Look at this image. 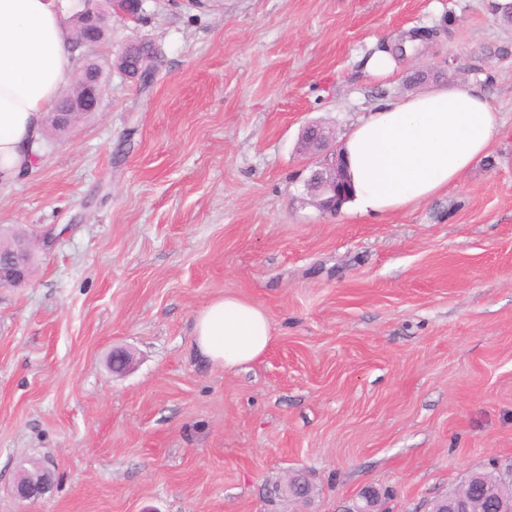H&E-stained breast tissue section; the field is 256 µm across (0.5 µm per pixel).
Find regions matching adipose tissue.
Returning <instances> with one entry per match:
<instances>
[{"label":"adipose tissue","mask_w":512,"mask_h":512,"mask_svg":"<svg viewBox=\"0 0 512 512\" xmlns=\"http://www.w3.org/2000/svg\"><path fill=\"white\" fill-rule=\"evenodd\" d=\"M69 14L59 0H0V181L32 170L44 122L74 69ZM500 129L497 111L473 84L460 82L384 102L341 146L355 212H406L456 182L488 151ZM200 357L230 369L265 354L269 315L254 302L210 301L193 329Z\"/></svg>","instance_id":"ef3b65f1"}]
</instances>
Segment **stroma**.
Segmentation results:
<instances>
[{"label": "stroma", "mask_w": 512, "mask_h": 512, "mask_svg": "<svg viewBox=\"0 0 512 512\" xmlns=\"http://www.w3.org/2000/svg\"><path fill=\"white\" fill-rule=\"evenodd\" d=\"M436 37L385 77L406 30ZM134 40L158 62L113 71ZM512 24L494 0H143L96 49L100 106L0 184L45 237L0 288V512H422L512 463ZM418 65L500 115L488 154L384 219L319 209L303 125L343 137ZM236 295L274 340L226 370L194 318ZM129 368L111 373L113 351ZM44 498L13 486L29 463ZM143 53L147 58V61L156 63L157 52L154 50L152 45L143 49ZM146 60H137L131 56L128 51L123 50L113 62V67L123 74L138 80L141 84H149L155 74V70H151L147 67Z\"/></svg>", "instance_id": "35a3bbf8"}]
</instances>
